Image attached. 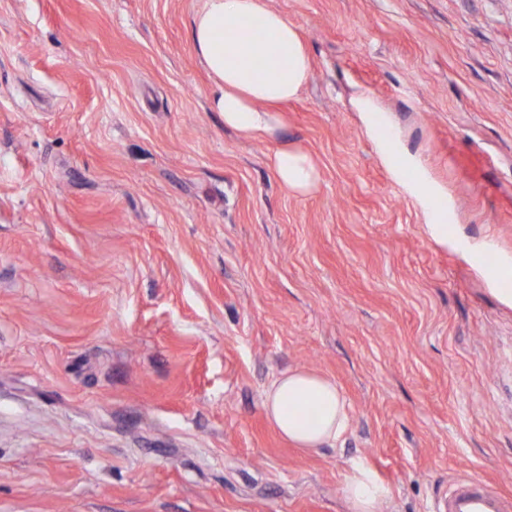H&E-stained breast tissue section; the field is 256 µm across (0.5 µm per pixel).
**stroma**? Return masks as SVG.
<instances>
[{
  "label": "stroma",
  "instance_id": "35a3bbf8",
  "mask_svg": "<svg viewBox=\"0 0 512 512\" xmlns=\"http://www.w3.org/2000/svg\"><path fill=\"white\" fill-rule=\"evenodd\" d=\"M266 2L311 60L276 140L210 110L204 0H0V512H349L358 460L377 512L512 502V0ZM293 369L334 446L266 418ZM272 166L278 180L288 190L307 192L319 180V172L311 158L298 149L282 145L272 155ZM263 408L284 438L307 450L332 445L348 424L346 401L336 383L303 370L283 373L267 392ZM344 494L352 512H376L377 506L389 499L391 488L370 466L354 463L345 477ZM493 500L498 501L500 510H510L511 505H506L488 488L473 482L464 483L448 497V512H501L488 508Z\"/></svg>",
  "mask_w": 512,
  "mask_h": 512
}]
</instances>
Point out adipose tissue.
Here are the masks:
<instances>
[{
    "label": "adipose tissue",
    "mask_w": 512,
    "mask_h": 512,
    "mask_svg": "<svg viewBox=\"0 0 512 512\" xmlns=\"http://www.w3.org/2000/svg\"><path fill=\"white\" fill-rule=\"evenodd\" d=\"M189 35L214 84L211 107L222 114L225 127L245 137H276L280 105L295 98L311 75L307 47L288 17L266 0H205L191 18ZM272 166L294 192L309 191L319 180L311 158L285 145L273 153ZM263 408L284 438L307 450L335 443L348 424L336 383L303 370L283 373ZM344 494L352 512H376L391 489L370 466L355 463Z\"/></svg>",
    "instance_id": "1"
}]
</instances>
